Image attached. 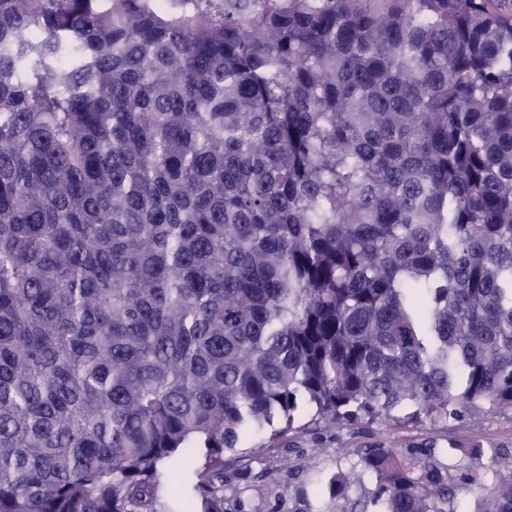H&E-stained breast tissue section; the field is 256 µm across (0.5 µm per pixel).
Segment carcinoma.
Here are the masks:
<instances>
[{"instance_id": "cac0c4a2", "label": "carcinoma", "mask_w": 512, "mask_h": 512, "mask_svg": "<svg viewBox=\"0 0 512 512\" xmlns=\"http://www.w3.org/2000/svg\"><path fill=\"white\" fill-rule=\"evenodd\" d=\"M303 403L512 409V0H0V512H227Z\"/></svg>"}]
</instances>
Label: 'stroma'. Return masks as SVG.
Segmentation results:
<instances>
[{
    "instance_id": "obj_1",
    "label": "stroma",
    "mask_w": 512,
    "mask_h": 512,
    "mask_svg": "<svg viewBox=\"0 0 512 512\" xmlns=\"http://www.w3.org/2000/svg\"><path fill=\"white\" fill-rule=\"evenodd\" d=\"M434 441V458L441 473H454V494L450 502L454 512H474L477 499L469 481L470 474L481 469L483 460L473 449L471 440L500 448L502 469L512 468V411L467 418L449 424L422 422L420 425H393L359 422L330 431L308 426L257 448L256 438L243 439L246 447H256L250 462L254 472L264 474L263 483L250 476L228 472L224 495L228 506L237 499L248 500L254 512H306L320 507L315 487L309 479L312 470H334L360 465L367 448L388 445L406 462L417 463L424 457L423 447Z\"/></svg>"
}]
</instances>
